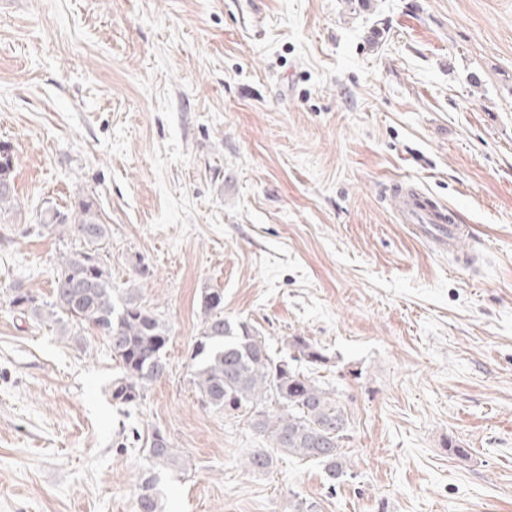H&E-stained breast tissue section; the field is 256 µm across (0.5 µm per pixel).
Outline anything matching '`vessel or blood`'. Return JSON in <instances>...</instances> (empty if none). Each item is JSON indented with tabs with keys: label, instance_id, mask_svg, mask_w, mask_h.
Masks as SVG:
<instances>
[{
	"label": "vessel or blood",
	"instance_id": "vessel-or-blood-1",
	"mask_svg": "<svg viewBox=\"0 0 512 512\" xmlns=\"http://www.w3.org/2000/svg\"><path fill=\"white\" fill-rule=\"evenodd\" d=\"M390 201L398 221L441 253H454L459 238L469 231L453 209L433 201L425 191L399 184L392 187Z\"/></svg>",
	"mask_w": 512,
	"mask_h": 512
}]
</instances>
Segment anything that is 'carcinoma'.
I'll list each match as a JSON object with an SVG mask.
<instances>
[{
  "mask_svg": "<svg viewBox=\"0 0 512 512\" xmlns=\"http://www.w3.org/2000/svg\"><path fill=\"white\" fill-rule=\"evenodd\" d=\"M11 172L12 157L0 147V212L18 204ZM37 221L84 247L57 257L51 300L16 288L10 303L37 321L55 322L60 333L77 344L82 341L80 332L88 328L105 337L119 368L112 380V401L119 406L139 404L148 386L168 370L165 322L143 304L140 289L112 288V273L102 257L110 228L100 222L92 202L83 200L70 211L48 207ZM199 306L202 328L191 353V375L202 405L250 412L254 428L277 450L322 463L332 492L354 478L343 451L349 439L345 406L311 373L291 365L304 362L315 369L327 364L321 348L304 336H291L286 345L292 354L278 359L250 323L224 319V294L204 291ZM147 455L150 471L140 488L138 508L139 512H161L159 475L177 467L179 456L159 430L147 440ZM273 464L272 455L263 449L243 460L248 471L265 472Z\"/></svg>",
  "mask_w": 512,
  "mask_h": 512,
  "instance_id": "carcinoma-1",
  "label": "carcinoma"
}]
</instances>
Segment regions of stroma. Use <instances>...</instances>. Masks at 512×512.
I'll list each match as a JSON object with an SVG mask.
<instances>
[{
  "label": "stroma",
  "mask_w": 512,
  "mask_h": 512,
  "mask_svg": "<svg viewBox=\"0 0 512 512\" xmlns=\"http://www.w3.org/2000/svg\"><path fill=\"white\" fill-rule=\"evenodd\" d=\"M0 512H135L162 430V512H512V0H0ZM412 181L471 235L397 223ZM94 203L116 288L168 327V371L119 409L107 342L10 304L49 298ZM284 354L305 336L346 407L354 479L203 406L202 292ZM466 448L458 456L452 446ZM12 157L9 151L0 147V213L18 205L14 192L13 181L11 179Z\"/></svg>",
  "instance_id": "stroma-1"
}]
</instances>
